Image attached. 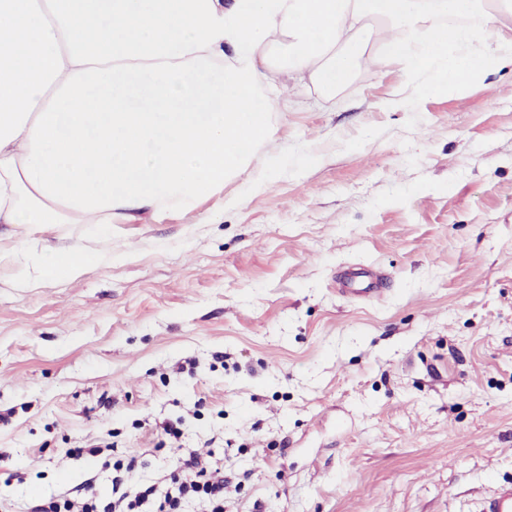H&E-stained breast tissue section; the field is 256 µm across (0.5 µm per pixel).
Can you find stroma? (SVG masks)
Returning a JSON list of instances; mask_svg holds the SVG:
<instances>
[{
	"mask_svg": "<svg viewBox=\"0 0 512 512\" xmlns=\"http://www.w3.org/2000/svg\"><path fill=\"white\" fill-rule=\"evenodd\" d=\"M272 126L199 209L0 224V512L110 497L74 453L101 442L134 485L210 452L226 512H475L512 481V65L449 95L364 70ZM49 246L95 261L23 286ZM350 266L381 299L337 292Z\"/></svg>",
	"mask_w": 512,
	"mask_h": 512,
	"instance_id": "35a3bbf8",
	"label": "stroma"
}]
</instances>
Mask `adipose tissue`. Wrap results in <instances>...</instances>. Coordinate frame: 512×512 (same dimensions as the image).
I'll return each mask as SVG.
<instances>
[{"label": "adipose tissue", "mask_w": 512, "mask_h": 512, "mask_svg": "<svg viewBox=\"0 0 512 512\" xmlns=\"http://www.w3.org/2000/svg\"><path fill=\"white\" fill-rule=\"evenodd\" d=\"M512 0H0V224H128L248 172L311 87L512 61Z\"/></svg>", "instance_id": "1"}]
</instances>
